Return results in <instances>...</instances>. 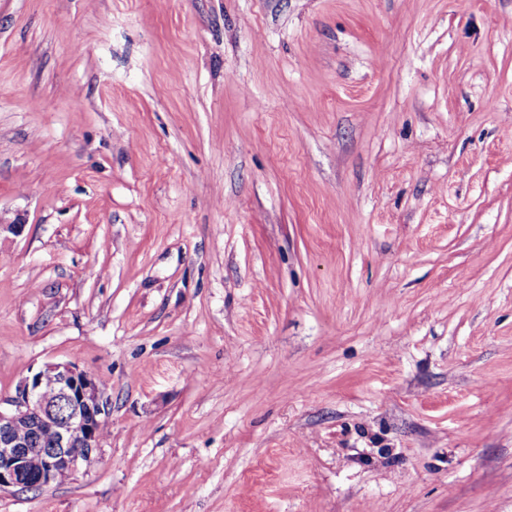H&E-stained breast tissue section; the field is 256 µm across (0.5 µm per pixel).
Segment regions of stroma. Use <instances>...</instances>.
<instances>
[{"instance_id": "35a3bbf8", "label": "stroma", "mask_w": 512, "mask_h": 512, "mask_svg": "<svg viewBox=\"0 0 512 512\" xmlns=\"http://www.w3.org/2000/svg\"><path fill=\"white\" fill-rule=\"evenodd\" d=\"M0 222V512H512V0H0ZM107 414L98 384L76 364H49L23 378L14 396H0V491L70 479L100 448ZM45 432L51 440L38 443Z\"/></svg>"}]
</instances>
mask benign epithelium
Instances as JSON below:
<instances>
[{
  "label": "benign epithelium",
  "instance_id": "7a95c632",
  "mask_svg": "<svg viewBox=\"0 0 512 512\" xmlns=\"http://www.w3.org/2000/svg\"><path fill=\"white\" fill-rule=\"evenodd\" d=\"M107 401L74 363L49 364L0 396V491L69 479L101 447Z\"/></svg>",
  "mask_w": 512,
  "mask_h": 512
}]
</instances>
